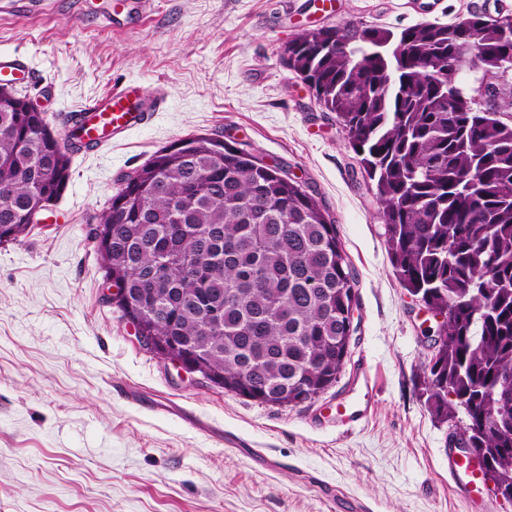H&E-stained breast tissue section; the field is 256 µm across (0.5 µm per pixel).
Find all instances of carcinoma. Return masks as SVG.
<instances>
[{
    "label": "carcinoma",
    "instance_id": "1",
    "mask_svg": "<svg viewBox=\"0 0 512 512\" xmlns=\"http://www.w3.org/2000/svg\"><path fill=\"white\" fill-rule=\"evenodd\" d=\"M467 42L495 65L512 39L471 12L442 25L394 32L329 27L285 44L289 69L336 113L375 184L400 284L439 312L441 349L424 364L435 379L432 414L474 430L494 468L512 481V406L498 374L512 369V125L463 101L450 65ZM0 88V245L29 228L33 202L59 197L83 144L32 135L47 125ZM97 256L130 296L148 294L155 336L204 352L215 373L288 389V406L338 382L347 358L345 311L357 280L323 204L279 168L229 143L196 136L156 151L99 216ZM222 322L208 324L211 309Z\"/></svg>",
    "mask_w": 512,
    "mask_h": 512
}]
</instances>
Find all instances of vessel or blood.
I'll return each instance as SVG.
<instances>
[{
  "instance_id": "b4317fda",
  "label": "vessel or blood",
  "mask_w": 512,
  "mask_h": 512,
  "mask_svg": "<svg viewBox=\"0 0 512 512\" xmlns=\"http://www.w3.org/2000/svg\"><path fill=\"white\" fill-rule=\"evenodd\" d=\"M164 100L165 95L161 91L145 89L138 82L128 83L81 109L79 136L91 149L111 147L112 143L147 125ZM448 473L453 481H463L472 487L479 480L478 469L466 458L449 457Z\"/></svg>"
}]
</instances>
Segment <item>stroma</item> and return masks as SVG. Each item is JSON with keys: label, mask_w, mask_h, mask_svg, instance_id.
I'll list each match as a JSON object with an SVG mask.
<instances>
[{"label": "stroma", "mask_w": 512, "mask_h": 512, "mask_svg": "<svg viewBox=\"0 0 512 512\" xmlns=\"http://www.w3.org/2000/svg\"><path fill=\"white\" fill-rule=\"evenodd\" d=\"M512 0H0V53L25 58L52 133L112 88L165 108L71 177L41 223L0 245V512H512L448 476L450 424L426 402L437 320L396 280L375 187L336 120L290 70L295 34L398 31ZM207 136L317 194L359 285L338 382L298 406L260 404L139 346L111 304L90 230L123 178Z\"/></svg>", "instance_id": "35a3bbf8"}]
</instances>
